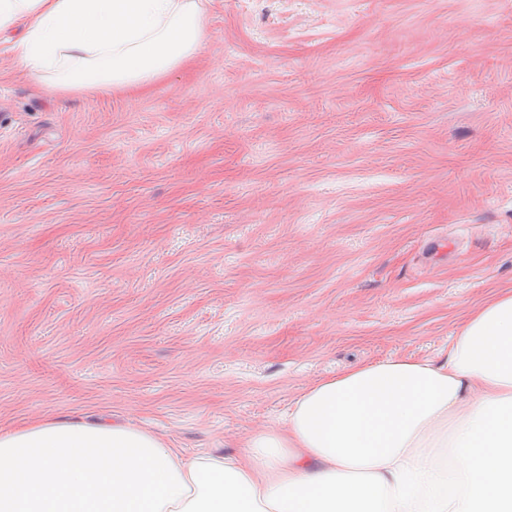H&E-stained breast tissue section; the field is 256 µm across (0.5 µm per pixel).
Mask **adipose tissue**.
<instances>
[{
    "mask_svg": "<svg viewBox=\"0 0 512 512\" xmlns=\"http://www.w3.org/2000/svg\"><path fill=\"white\" fill-rule=\"evenodd\" d=\"M201 2L0 0V46L60 94L144 86L199 51ZM283 421L230 455L88 416L0 430V512H512V289L443 362L322 379Z\"/></svg>",
    "mask_w": 512,
    "mask_h": 512,
    "instance_id": "adipose-tissue-1",
    "label": "adipose tissue"
}]
</instances>
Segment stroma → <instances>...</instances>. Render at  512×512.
Here are the masks:
<instances>
[{"label": "stroma", "mask_w": 512, "mask_h": 512, "mask_svg": "<svg viewBox=\"0 0 512 512\" xmlns=\"http://www.w3.org/2000/svg\"><path fill=\"white\" fill-rule=\"evenodd\" d=\"M150 86L0 54V430L241 452L512 289V0H209Z\"/></svg>", "instance_id": "35a3bbf8"}]
</instances>
